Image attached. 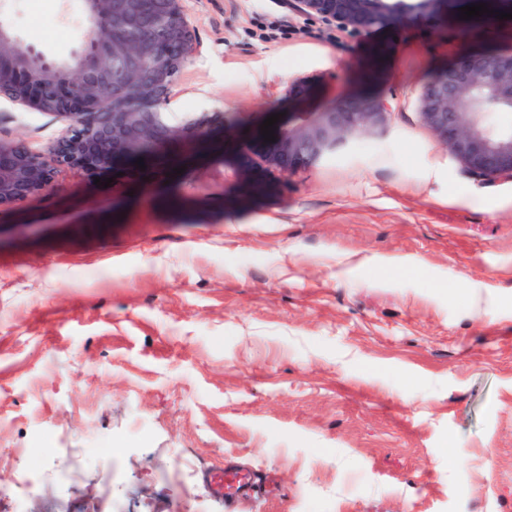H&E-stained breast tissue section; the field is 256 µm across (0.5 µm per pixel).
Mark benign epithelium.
<instances>
[{"label": "benign epithelium", "mask_w": 512, "mask_h": 512, "mask_svg": "<svg viewBox=\"0 0 512 512\" xmlns=\"http://www.w3.org/2000/svg\"><path fill=\"white\" fill-rule=\"evenodd\" d=\"M443 0H415L411 12L388 8V0H288L298 14L334 24L352 34L389 28L404 19L434 13ZM87 25L80 50L68 62L48 59L22 41L0 18V98L50 114L66 133L46 151L23 141H0V208L53 189L64 168L89 172L141 156L142 145L209 140L222 112H201L173 123L167 109L174 74L196 51L182 0H82ZM297 111L266 141L253 134L252 155L234 165L242 179L259 165L268 171L309 168L336 153L349 138L376 130L387 104L377 96L351 94L326 102L311 84L289 89ZM512 108V52L458 58L428 81L417 103L420 120L477 181H512V129L487 121L488 112Z\"/></svg>", "instance_id": "1"}]
</instances>
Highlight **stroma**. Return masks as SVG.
Listing matches in <instances>:
<instances>
[{
	"mask_svg": "<svg viewBox=\"0 0 512 512\" xmlns=\"http://www.w3.org/2000/svg\"><path fill=\"white\" fill-rule=\"evenodd\" d=\"M479 2L353 36L184 0L169 110L223 113L212 140L0 210V512H226L231 467L272 479L244 512H512V181L467 177L416 110L442 66L512 47V0L460 18ZM8 14L51 58L85 26L78 0ZM302 78L385 99L384 128L269 191L225 171ZM65 131L0 100L2 141Z\"/></svg>",
	"mask_w": 512,
	"mask_h": 512,
	"instance_id": "35a3bbf8",
	"label": "stroma"
}]
</instances>
